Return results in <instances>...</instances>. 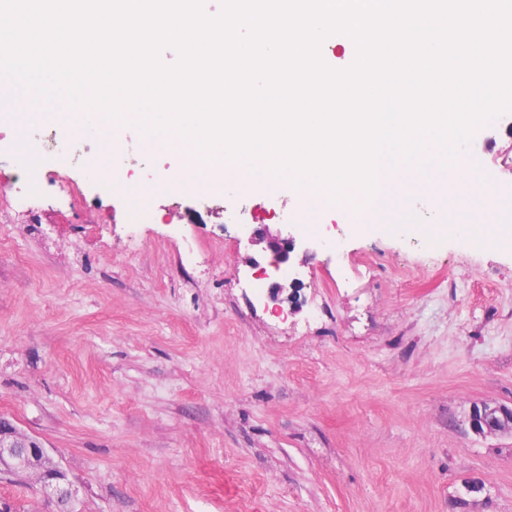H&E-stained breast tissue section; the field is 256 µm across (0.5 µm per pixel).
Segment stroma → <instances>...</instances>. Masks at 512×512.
<instances>
[{
  "mask_svg": "<svg viewBox=\"0 0 512 512\" xmlns=\"http://www.w3.org/2000/svg\"><path fill=\"white\" fill-rule=\"evenodd\" d=\"M31 131L51 137L42 221L0 216V416L67 472L78 512H512V433L469 423L512 409V250L364 231L334 205L308 233L293 188L181 190V154L134 128L106 173L94 135ZM503 157L512 112L462 161L512 192ZM126 180L160 187L142 215ZM245 224L314 253L261 277ZM294 279L299 307L274 305ZM470 426L478 434L512 433V409L476 406L470 417Z\"/></svg>",
  "mask_w": 512,
  "mask_h": 512,
  "instance_id": "35a3bbf8",
  "label": "stroma"
}]
</instances>
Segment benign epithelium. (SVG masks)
<instances>
[{
    "instance_id": "obj_1",
    "label": "benign epithelium",
    "mask_w": 512,
    "mask_h": 512,
    "mask_svg": "<svg viewBox=\"0 0 512 512\" xmlns=\"http://www.w3.org/2000/svg\"><path fill=\"white\" fill-rule=\"evenodd\" d=\"M249 241L253 244L266 242V250L271 254L269 266L275 272L290 260L297 247L296 238L288 229L275 235L257 231L251 234ZM470 426L478 434L512 433V409L477 406L471 414ZM0 472L25 476L28 483L39 487L59 507L76 496L67 474L47 450L3 417H0Z\"/></svg>"
}]
</instances>
